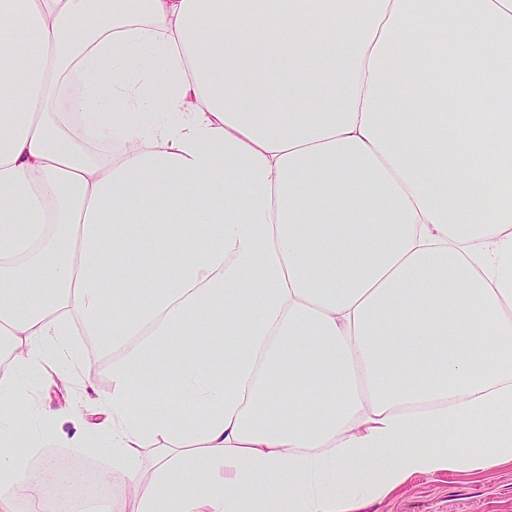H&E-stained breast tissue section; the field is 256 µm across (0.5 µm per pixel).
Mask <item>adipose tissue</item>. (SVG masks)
I'll return each instance as SVG.
<instances>
[{
  "label": "adipose tissue",
  "instance_id": "adipose-tissue-1",
  "mask_svg": "<svg viewBox=\"0 0 512 512\" xmlns=\"http://www.w3.org/2000/svg\"><path fill=\"white\" fill-rule=\"evenodd\" d=\"M364 3L0 0V487L30 512L54 435L19 438L20 375L75 321L112 353L118 512H362L512 462V0Z\"/></svg>",
  "mask_w": 512,
  "mask_h": 512
}]
</instances>
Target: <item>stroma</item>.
I'll use <instances>...</instances> for the list:
<instances>
[{
    "instance_id": "stroma-1",
    "label": "stroma",
    "mask_w": 512,
    "mask_h": 512,
    "mask_svg": "<svg viewBox=\"0 0 512 512\" xmlns=\"http://www.w3.org/2000/svg\"><path fill=\"white\" fill-rule=\"evenodd\" d=\"M70 344L79 360L54 362L52 377L32 379L28 395L40 405L70 409L69 418L53 420V429L68 436L84 432L91 444L82 453L39 447L32 453V463L41 471L54 462L74 461L81 468L110 477L113 484H122V477L112 471V450L97 430L104 416L87 405L83 396V383L89 380L95 386L96 399L104 402L111 398L112 354L99 350L86 336L71 337ZM364 512H512V464L487 471L448 472L431 479L416 477L386 498L368 504Z\"/></svg>"
}]
</instances>
